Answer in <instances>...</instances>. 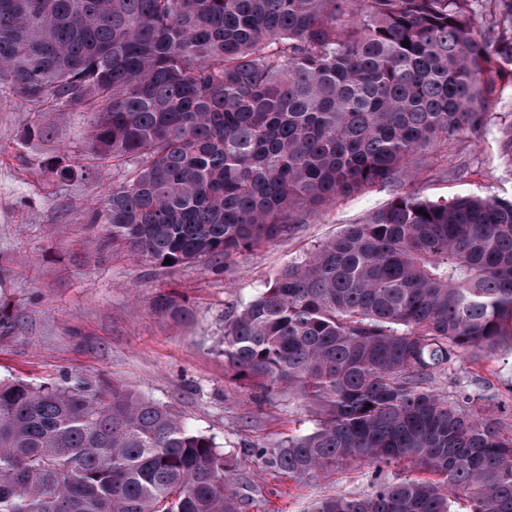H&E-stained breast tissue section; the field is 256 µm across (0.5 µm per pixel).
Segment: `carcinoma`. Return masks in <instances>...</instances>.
Segmentation results:
<instances>
[{
  "label": "carcinoma",
  "instance_id": "cac0c4a2",
  "mask_svg": "<svg viewBox=\"0 0 512 512\" xmlns=\"http://www.w3.org/2000/svg\"><path fill=\"white\" fill-rule=\"evenodd\" d=\"M477 2L0 0V82L92 113V166L56 156L52 176L143 160L88 233L175 269L409 179L417 156L477 132L494 60L512 62V0H491L500 21L485 30ZM52 134L37 119L18 139ZM499 151L512 169V123ZM153 307L191 316L168 294ZM15 327L0 300V336ZM472 351L512 353V197L400 192L224 319L225 362L266 395L288 385L314 415L311 432L246 456L296 483L347 461L434 475L313 512H452L460 495L469 512H512V429L484 414L500 403L433 389ZM236 468L213 437L122 388L73 372L0 381V512H240Z\"/></svg>",
  "mask_w": 512,
  "mask_h": 512
}]
</instances>
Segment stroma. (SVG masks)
<instances>
[{
	"mask_svg": "<svg viewBox=\"0 0 512 512\" xmlns=\"http://www.w3.org/2000/svg\"><path fill=\"white\" fill-rule=\"evenodd\" d=\"M496 90L479 134H465L426 154L412 181L340 197L315 212L296 214L292 230L271 242L214 263L161 270L121 249L85 245V224L101 186L124 183L128 169L105 167L101 181L60 180L48 158L65 152L86 161L87 112L35 106L0 83V299L17 317L0 338V379L39 385L66 371L83 373L154 400L196 432L211 436L230 458L245 449L274 448L309 432L312 418L289 393L276 389L256 403L247 381L224 362V309L251 300L288 265L303 261L344 225L358 224L401 191L431 200L456 196H512V171L499 159V135L512 121V65L494 71ZM55 127L49 142L20 143L17 134L39 115ZM171 291L192 311L183 323L156 314L152 300ZM478 381L494 400L508 399L512 356L485 360L462 355L437 374L435 385ZM409 469L350 462L335 474L296 483L258 465L241 463L228 485L241 512H312L333 494L359 497L374 477L394 482Z\"/></svg>",
	"mask_w": 512,
	"mask_h": 512,
	"instance_id": "obj_1",
	"label": "stroma"
}]
</instances>
